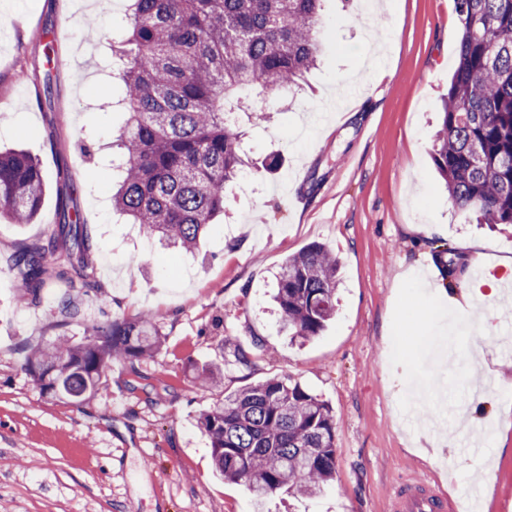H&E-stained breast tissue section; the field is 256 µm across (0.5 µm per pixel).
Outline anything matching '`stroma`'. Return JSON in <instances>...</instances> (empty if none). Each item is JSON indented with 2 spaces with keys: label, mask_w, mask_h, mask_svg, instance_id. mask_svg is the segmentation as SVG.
Listing matches in <instances>:
<instances>
[{
  "label": "stroma",
  "mask_w": 512,
  "mask_h": 512,
  "mask_svg": "<svg viewBox=\"0 0 512 512\" xmlns=\"http://www.w3.org/2000/svg\"><path fill=\"white\" fill-rule=\"evenodd\" d=\"M126 5L0 0V146L39 159L45 181L36 220L0 214V512H383L401 475L438 482L457 512H512V390H486L481 418L501 451L485 486L448 466L471 455L470 433L452 426V446L418 448V427L402 413L405 378L428 390L430 415L439 392L469 401L467 349L482 347L489 378L512 337V278L499 271L512 227L469 223L432 160L457 62L455 0H324L319 62L303 89L256 100L270 115L263 125L238 119L248 155L281 156V168L240 183L226 220L192 254L112 211V139L127 119L112 106L124 92L112 45ZM46 78L53 95L41 107L35 86ZM344 85L353 89L345 118L326 123ZM62 161L92 241L94 285L51 281L32 303L15 286L12 258L54 228ZM313 242L339 256L340 285L333 320L304 343L290 340L270 295L283 259ZM451 260L464 273L448 277ZM476 265L486 271L478 282L468 273ZM493 283L499 292L478 301L480 317L457 312L462 289ZM147 313L162 349L110 362L83 402L43 394L25 370L29 346L62 334L78 342L87 328ZM255 337L262 349L239 365L236 346ZM194 362L223 363V385L201 384ZM271 377L332 407L336 478L315 496L281 492L260 505L215 475L197 420Z\"/></svg>",
  "instance_id": "1"
}]
</instances>
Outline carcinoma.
<instances>
[{
    "mask_svg": "<svg viewBox=\"0 0 512 512\" xmlns=\"http://www.w3.org/2000/svg\"><path fill=\"white\" fill-rule=\"evenodd\" d=\"M322 0H132L123 48L112 56L125 86L120 180L113 208L164 244L193 250L224 214L227 193L250 168L236 120L251 100L298 88L320 51ZM458 64L448 83L433 161L448 199L484 224H512V0H457ZM44 179L24 150L0 153V214L29 223ZM340 263L324 244L286 257L274 296L288 334L320 335L335 312ZM23 296L37 303L48 281L90 285L91 244L70 180L58 224L14 256ZM149 317L94 326L33 350L26 371L41 391L75 402L102 383L108 362L158 352ZM218 385L223 364L193 368ZM216 472L262 503L286 488L313 495L336 474L335 415L299 384L271 378L200 414Z\"/></svg>",
    "mask_w": 512,
    "mask_h": 512,
    "instance_id": "cac0c4a2",
    "label": "carcinoma"
}]
</instances>
